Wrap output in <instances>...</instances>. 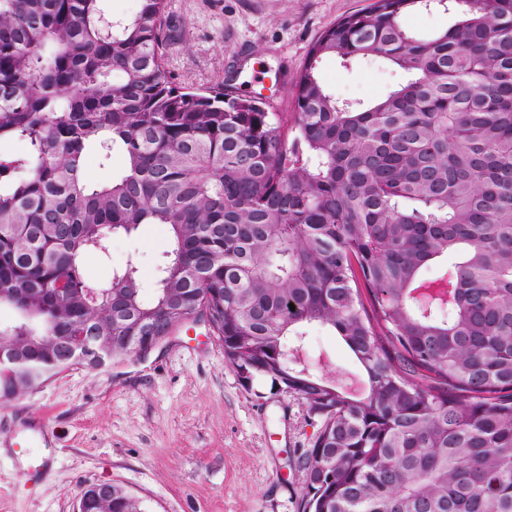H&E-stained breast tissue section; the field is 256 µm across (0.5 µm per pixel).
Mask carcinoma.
<instances>
[{
  "label": "carcinoma",
  "instance_id": "1",
  "mask_svg": "<svg viewBox=\"0 0 512 512\" xmlns=\"http://www.w3.org/2000/svg\"><path fill=\"white\" fill-rule=\"evenodd\" d=\"M413 8L450 25L412 33ZM166 20L167 0L125 18L0 0V347L21 356L0 364V399L64 368L52 336L96 328L117 359L203 321L237 372L326 410L297 451V512H512V0L340 18L295 82L291 139L259 98L174 86ZM325 55L409 79L340 102ZM92 145L124 158L107 183L86 175ZM143 224L171 233L152 297L131 258L85 276ZM310 324L341 337L363 389L298 359Z\"/></svg>",
  "mask_w": 512,
  "mask_h": 512
}]
</instances>
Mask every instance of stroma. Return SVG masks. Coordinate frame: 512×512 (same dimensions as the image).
Listing matches in <instances>:
<instances>
[{
  "label": "stroma",
  "instance_id": "stroma-1",
  "mask_svg": "<svg viewBox=\"0 0 512 512\" xmlns=\"http://www.w3.org/2000/svg\"><path fill=\"white\" fill-rule=\"evenodd\" d=\"M369 3L168 0L167 70L174 86L223 85L288 112L311 43ZM317 72L349 102H373L407 79L378 59L345 65L326 56ZM169 248L165 226L144 224L113 238L108 258L87 269L105 280L136 259L149 291ZM175 334L179 344L165 341L98 371L74 365L0 401V512H75L83 489L100 482L123 487L144 512H297L304 477L295 451L319 427L304 401L264 381L243 386L204 324ZM303 350L336 378L359 370L328 327L309 326Z\"/></svg>",
  "mask_w": 512,
  "mask_h": 512
}]
</instances>
